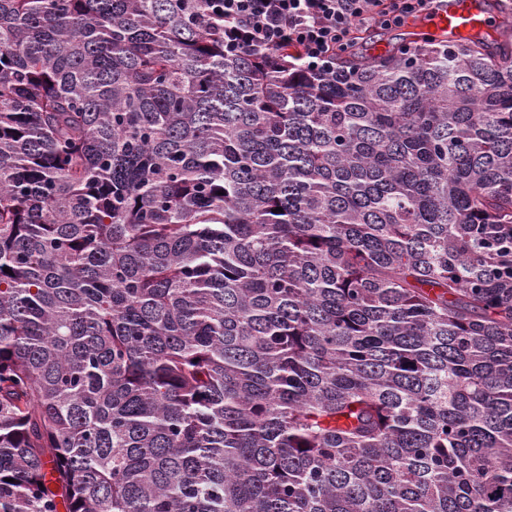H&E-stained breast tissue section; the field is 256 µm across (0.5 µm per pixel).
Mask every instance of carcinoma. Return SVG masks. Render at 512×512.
<instances>
[{
  "instance_id": "obj_1",
  "label": "carcinoma",
  "mask_w": 512,
  "mask_h": 512,
  "mask_svg": "<svg viewBox=\"0 0 512 512\" xmlns=\"http://www.w3.org/2000/svg\"><path fill=\"white\" fill-rule=\"evenodd\" d=\"M0 512H512V37L0 0ZM222 1V12L213 19L224 25V54L263 60L293 48L310 72H321L336 64L337 52L351 47L355 29L399 25L409 15L427 13L432 0ZM405 26L357 31V41L368 42L360 51L372 55L377 45L391 48L398 34H406ZM375 31L373 43L368 35Z\"/></svg>"
}]
</instances>
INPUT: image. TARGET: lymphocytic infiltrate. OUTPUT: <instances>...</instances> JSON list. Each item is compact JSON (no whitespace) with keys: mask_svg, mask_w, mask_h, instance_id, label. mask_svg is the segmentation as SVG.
<instances>
[{"mask_svg":"<svg viewBox=\"0 0 512 512\" xmlns=\"http://www.w3.org/2000/svg\"><path fill=\"white\" fill-rule=\"evenodd\" d=\"M431 0H223L215 19L224 26V51L265 59L296 49L307 69L332 68L358 28H388L426 13Z\"/></svg>","mask_w":512,"mask_h":512,"instance_id":"lymphocytic-infiltrate-1","label":"lymphocytic infiltrate"}]
</instances>
